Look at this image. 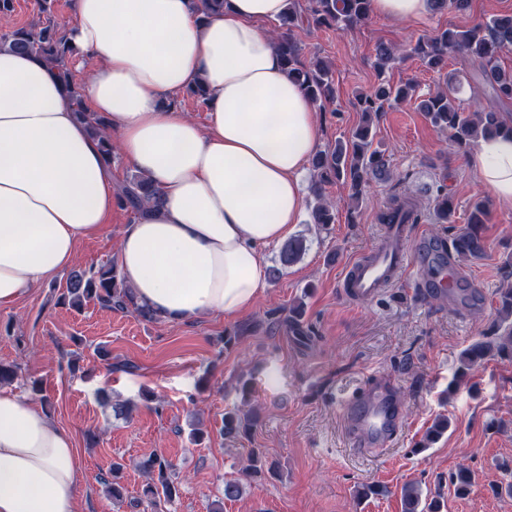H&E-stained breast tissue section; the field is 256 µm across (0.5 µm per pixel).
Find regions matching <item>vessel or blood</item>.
I'll list each match as a JSON object with an SVG mask.
<instances>
[{
  "instance_id": "b4317fda",
  "label": "vessel or blood",
  "mask_w": 512,
  "mask_h": 512,
  "mask_svg": "<svg viewBox=\"0 0 512 512\" xmlns=\"http://www.w3.org/2000/svg\"><path fill=\"white\" fill-rule=\"evenodd\" d=\"M404 231L402 225L389 226L388 243L349 265L343 281L349 299H375L411 269L418 271L421 286L429 293L442 298L456 294L463 274L452 257L434 251L427 235L421 236V246L414 254H407L405 248L394 245ZM342 409L343 425L353 452L370 455L391 447L396 441L404 408L390 376L376 377L356 397L345 402Z\"/></svg>"
}]
</instances>
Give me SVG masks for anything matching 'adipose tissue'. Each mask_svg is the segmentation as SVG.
Wrapping results in <instances>:
<instances>
[{"label": "adipose tissue", "mask_w": 512, "mask_h": 512, "mask_svg": "<svg viewBox=\"0 0 512 512\" xmlns=\"http://www.w3.org/2000/svg\"><path fill=\"white\" fill-rule=\"evenodd\" d=\"M285 9L286 0H226L200 16L190 0H73L67 38L97 62L82 95L161 193L159 207L123 227L119 254L138 304L162 320L253 308L268 285L265 249L306 218L316 107L260 27ZM198 82L203 126L170 102ZM470 164L512 204V136L481 140ZM114 198L101 144L57 70L0 50V308L70 268ZM80 468L73 433L1 386L0 512H79Z\"/></svg>", "instance_id": "obj_1"}]
</instances>
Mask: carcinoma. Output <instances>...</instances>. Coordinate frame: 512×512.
Returning <instances> with one entry per match:
<instances>
[{"mask_svg":"<svg viewBox=\"0 0 512 512\" xmlns=\"http://www.w3.org/2000/svg\"><path fill=\"white\" fill-rule=\"evenodd\" d=\"M370 14V0H308L302 6L300 0H288L286 11L280 18V27L285 32L277 39L288 75L300 83L316 103L335 98V87L331 70L303 58L302 49L290 32L309 18L317 25L336 31L349 30L364 21ZM0 47L13 51L35 54L52 65L71 95L74 112L83 121L90 133L99 138L107 163H112L113 145L107 132L105 119L97 113L87 111L82 104L78 85L67 68L66 61L73 55L67 45L66 36L60 34L53 24L39 23L25 29H16L0 34ZM506 47H512V16L505 15L478 23L466 30L445 29L422 39L411 47V53L418 56L428 67L436 69L448 60V56L460 54L477 64L485 81L490 85L495 98L512 100V74L503 72L497 65V55ZM376 67L382 71L396 60V49L380 44L375 49ZM409 86L393 87L381 85L374 94L361 99L363 120L356 128L352 140L338 141L334 147L317 152L312 157L316 172L314 192L322 197L324 187L343 181L350 185V200L359 202L368 177L389 178L386 162L380 151L372 148V115L379 111L377 103L399 101L408 97ZM458 82L451 81L447 88L424 98L420 108L426 112L431 123L448 131L452 142L460 149L467 150L484 137L511 134L512 124L506 122L502 113L485 108L473 113L465 112L456 104ZM119 202L132 214L139 215L144 208L157 204L159 191L149 179L136 175L120 188ZM456 209L454 198L438 191L435 197L437 222L444 224ZM488 215L486 203L476 200L471 204L468 224L453 236L448 249L459 264H469L481 259L485 253V239L482 226ZM313 223H333V209L325 202H319L312 211ZM382 224H413L417 222V204L410 197L395 196L386 210L379 216ZM305 251L301 238L288 241L280 252V263L288 266L300 258ZM498 299L497 316L484 332L486 339L465 348L460 354L458 373L461 376L477 369L495 358L512 356V260L500 267V286L496 289ZM59 301L73 308L95 301L100 306L121 312H132L147 321L158 317L134 300L132 289L118 277L115 265H105L96 271L74 269L66 279V288ZM256 425V417L242 419L238 414L224 416V434L235 437L245 434ZM250 465L244 476L257 477L262 473L263 452L258 448L248 453ZM140 468L149 482L144 490L147 506L158 512L160 507L174 501L178 484L174 465L157 455H151L140 462ZM403 512H439L436 501H422L419 486L408 484L401 492Z\"/></svg>","mask_w":512,"mask_h":512,"instance_id":"cac0c4a2","label":"carcinoma"}]
</instances>
